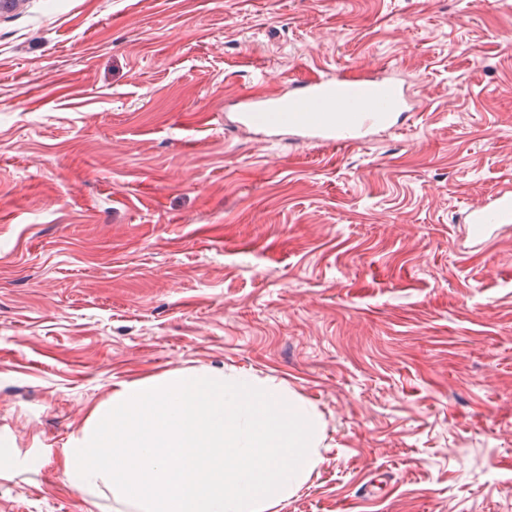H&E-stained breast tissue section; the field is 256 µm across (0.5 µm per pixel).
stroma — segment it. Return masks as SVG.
I'll use <instances>...</instances> for the list:
<instances>
[{
  "mask_svg": "<svg viewBox=\"0 0 512 512\" xmlns=\"http://www.w3.org/2000/svg\"><path fill=\"white\" fill-rule=\"evenodd\" d=\"M512 0H0V512H121L57 477L114 389L210 369L325 424L277 512H512ZM386 72L360 143L245 99ZM467 234L475 241H484L492 227L512 223V192L498 193L487 204L469 207L461 216Z\"/></svg>",
  "mask_w": 512,
  "mask_h": 512,
  "instance_id": "stroma-1",
  "label": "stroma"
}]
</instances>
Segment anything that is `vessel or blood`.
I'll list each match as a JSON object with an SVG mask.
<instances>
[{"label":"vessel or blood","instance_id":"b4317fda","mask_svg":"<svg viewBox=\"0 0 512 512\" xmlns=\"http://www.w3.org/2000/svg\"><path fill=\"white\" fill-rule=\"evenodd\" d=\"M405 99L403 90L381 78L319 79L297 86L287 98L244 108L242 120L300 126L317 133L324 142L346 145L378 124L383 114L400 109ZM462 222L471 239L485 240L492 227L512 223V192H500L483 206L469 207Z\"/></svg>","mask_w":512,"mask_h":512}]
</instances>
